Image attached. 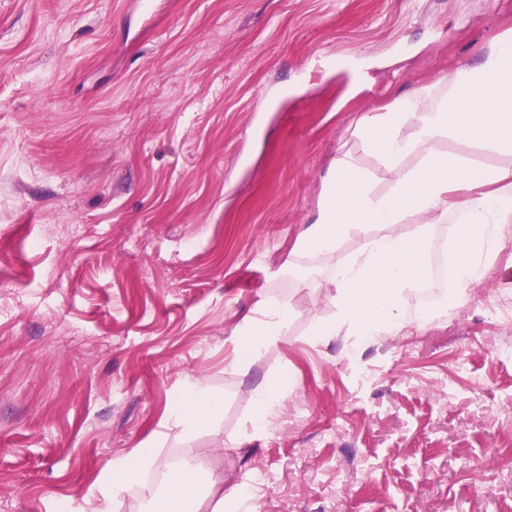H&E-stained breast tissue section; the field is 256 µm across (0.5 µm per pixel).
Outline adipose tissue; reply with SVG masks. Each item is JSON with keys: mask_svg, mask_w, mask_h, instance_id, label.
<instances>
[{"mask_svg": "<svg viewBox=\"0 0 512 512\" xmlns=\"http://www.w3.org/2000/svg\"><path fill=\"white\" fill-rule=\"evenodd\" d=\"M474 144L498 157L495 165L448 156L446 142ZM372 157L375 168L364 167ZM452 223L448 250L453 277L441 310L463 304L486 276L497 248L512 238V29L491 38L477 59L460 60L448 75L397 93L363 113L336 149L323 177L315 216L298 233L291 256L330 270L334 317L317 322L312 336L381 338L421 327L435 312L407 315L404 303L426 277L436 225ZM408 225L397 233V225ZM360 239L339 257L341 242ZM296 311L268 296L232 330L236 371L277 344ZM221 395L187 382L166 418L167 430L188 436L221 419ZM162 466L159 450L143 442L114 457L91 491L95 512H113L120 498ZM197 466L173 470L158 512H180L195 492Z\"/></svg>", "mask_w": 512, "mask_h": 512, "instance_id": "obj_1", "label": "adipose tissue"}]
</instances>
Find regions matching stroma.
Wrapping results in <instances>:
<instances>
[{
    "label": "stroma",
    "mask_w": 512,
    "mask_h": 512,
    "mask_svg": "<svg viewBox=\"0 0 512 512\" xmlns=\"http://www.w3.org/2000/svg\"><path fill=\"white\" fill-rule=\"evenodd\" d=\"M509 27L512 0H0V512H93L192 379L223 418L162 461L264 471L259 512H512V239L469 301L374 342L314 340L329 272L288 270L355 120ZM268 294L297 315L231 370ZM287 385L285 379H280L274 383H262L256 388L252 402L253 412L250 418L254 434L267 428L268 418L275 411Z\"/></svg>",
    "instance_id": "1"
}]
</instances>
